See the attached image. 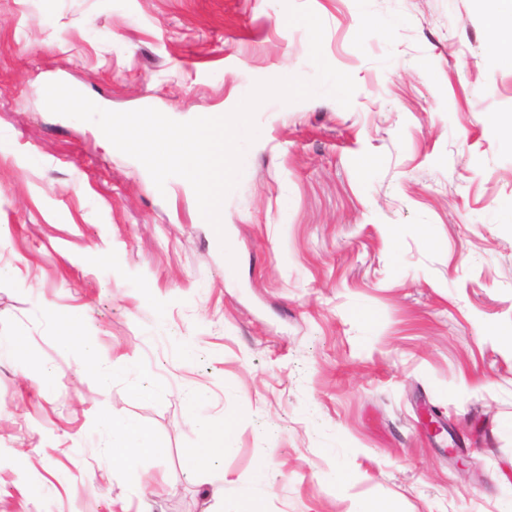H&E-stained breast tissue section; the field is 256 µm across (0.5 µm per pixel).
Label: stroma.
I'll list each match as a JSON object with an SVG mask.
<instances>
[{
	"mask_svg": "<svg viewBox=\"0 0 512 512\" xmlns=\"http://www.w3.org/2000/svg\"><path fill=\"white\" fill-rule=\"evenodd\" d=\"M308 3L352 103L258 108L220 237L188 181L157 189L42 89L227 114L256 82L316 74L283 0H0V512H174L176 494L197 512H512L496 4ZM109 413L154 447L114 462Z\"/></svg>",
	"mask_w": 512,
	"mask_h": 512,
	"instance_id": "35a3bbf8",
	"label": "stroma"
}]
</instances>
